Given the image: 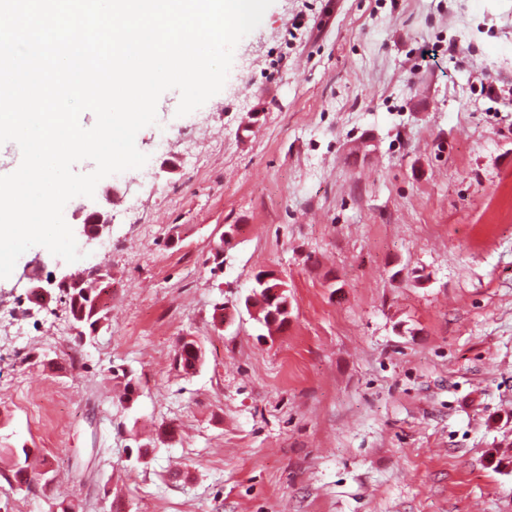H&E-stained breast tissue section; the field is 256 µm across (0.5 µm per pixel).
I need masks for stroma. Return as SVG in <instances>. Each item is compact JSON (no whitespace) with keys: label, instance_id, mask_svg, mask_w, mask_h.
<instances>
[{"label":"stroma","instance_id":"35a3bbf8","mask_svg":"<svg viewBox=\"0 0 512 512\" xmlns=\"http://www.w3.org/2000/svg\"><path fill=\"white\" fill-rule=\"evenodd\" d=\"M179 100L143 169L70 200L81 263L35 246L0 279V446L52 470L10 512H512V0H274L223 90ZM37 260L102 289L93 339L30 298ZM89 223L83 224V235L86 243L110 234L112 229V217L104 211H94L90 214ZM265 277H266V272H264V271H259L256 274V276H255L256 286L253 289V294L264 295V293L267 290L271 289V286H274V285H282L285 288H287L285 282H283V281L264 282ZM282 290H283L282 288L276 287V288H272L271 290L267 291L268 302L264 303L263 306L269 310L268 320L270 322L273 321L274 319L279 318V315H278L276 309L272 308V306L275 303L276 297L278 295H280ZM199 351L200 347L195 340H183L176 353V355L179 356L180 359L178 368L181 369V371H183L186 374L189 373L188 371L190 369L196 370L202 358L201 353H198Z\"/></svg>","mask_w":512,"mask_h":512}]
</instances>
